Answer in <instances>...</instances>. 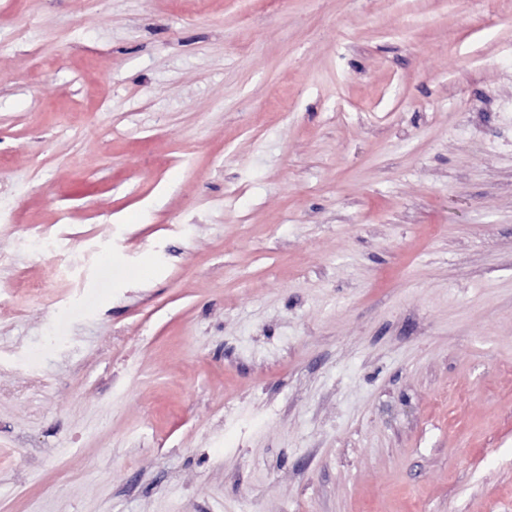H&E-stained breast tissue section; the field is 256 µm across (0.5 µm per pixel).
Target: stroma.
<instances>
[{"label": "stroma", "instance_id": "stroma-1", "mask_svg": "<svg viewBox=\"0 0 512 512\" xmlns=\"http://www.w3.org/2000/svg\"><path fill=\"white\" fill-rule=\"evenodd\" d=\"M0 512H512V0H0Z\"/></svg>", "mask_w": 512, "mask_h": 512}]
</instances>
